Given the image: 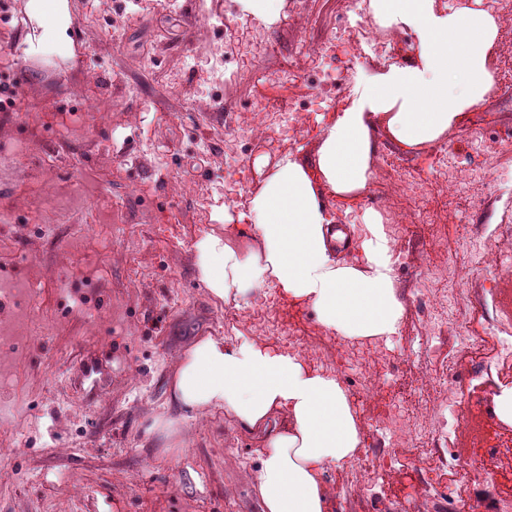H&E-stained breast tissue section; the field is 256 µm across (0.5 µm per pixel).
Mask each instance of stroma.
I'll use <instances>...</instances> for the list:
<instances>
[{
  "instance_id": "stroma-1",
  "label": "stroma",
  "mask_w": 512,
  "mask_h": 512,
  "mask_svg": "<svg viewBox=\"0 0 512 512\" xmlns=\"http://www.w3.org/2000/svg\"><path fill=\"white\" fill-rule=\"evenodd\" d=\"M31 0H0V512H260L250 474L252 438L216 411L196 416L176 406L173 368L196 337L231 339L265 329L270 342L321 336L311 308L255 291L240 305L216 299L197 276L192 244L216 228L214 207L244 201L257 181L254 160L289 150L313 161L323 124L314 111L301 138L277 132L225 156L224 141L255 97L312 103L311 59L285 83L283 59L335 27L344 0H288L265 34L275 47H252L254 23L232 0H67L69 39L46 35ZM213 24L218 48L237 73L230 89L198 91L208 56L198 42ZM125 29L112 40L113 26ZM143 87L128 96L127 83ZM109 106L89 112L86 101ZM480 130L471 142V130ZM448 150L473 173L467 199L421 204L397 244L416 259L396 267L404 307L399 331L376 374L367 353L329 350L320 366L347 379L364 441L356 464L328 469L331 512H495L496 487L478 478L448 501H424L432 460L389 444L376 425L409 406L429 431L430 393L444 356L454 355L448 385L458 428L455 458L480 462V443L512 440V424L483 429L473 414L468 376L475 360L458 350L460 328L483 333L481 287L512 289V258L481 266L470 240L487 228L512 235V198L489 192L512 169V86L467 110ZM60 158L54 168L45 161ZM452 268L469 288L441 339L425 335L419 306L433 292L429 269ZM95 355L105 369L100 391L81 375ZM175 423L184 443L164 452L156 417Z\"/></svg>"
}]
</instances>
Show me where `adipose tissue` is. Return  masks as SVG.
Segmentation results:
<instances>
[{
	"instance_id": "obj_1",
	"label": "adipose tissue",
	"mask_w": 512,
	"mask_h": 512,
	"mask_svg": "<svg viewBox=\"0 0 512 512\" xmlns=\"http://www.w3.org/2000/svg\"><path fill=\"white\" fill-rule=\"evenodd\" d=\"M370 7L379 27L415 34L411 55L357 81L350 103L323 127L314 163L291 151L255 160L263 177L248 192V241L239 239L232 206L222 205L213 212L222 231L203 233L193 246L198 277L214 297L238 302L269 289L362 349L389 344L403 317L391 228L380 211H365L350 227L363 260L350 262L336 250L341 233L324 199L367 191L378 133L414 151L457 127L493 88L487 60L497 33L490 10L446 0H370ZM170 390L184 410L224 412L254 435L251 483L261 512H330L326 472L354 461L363 444L336 371L258 336L227 343L208 335L183 351Z\"/></svg>"
}]
</instances>
